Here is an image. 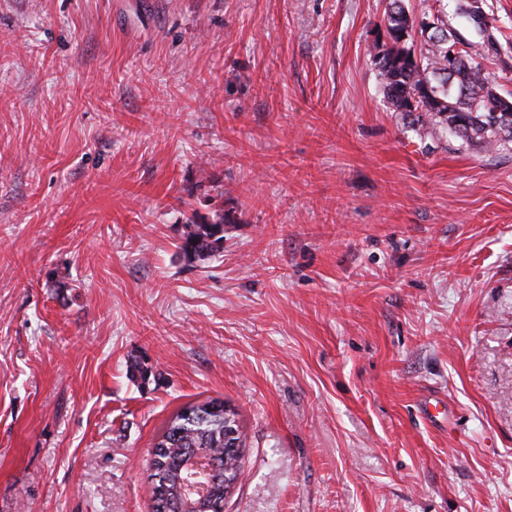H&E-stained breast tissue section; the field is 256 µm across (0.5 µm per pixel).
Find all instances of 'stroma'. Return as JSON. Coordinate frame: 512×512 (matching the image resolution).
<instances>
[{
	"mask_svg": "<svg viewBox=\"0 0 512 512\" xmlns=\"http://www.w3.org/2000/svg\"><path fill=\"white\" fill-rule=\"evenodd\" d=\"M383 10L0 0V512H150L212 398L224 512H512V144L389 109ZM210 224H186V230L184 231V236L182 238V242L179 246V249L184 253H187V247L192 245L194 242L197 243V249L201 252L205 250H210L207 254H203L202 256H198V258H206L212 256L214 252L213 248L210 247V244L207 241V238L211 236L209 231ZM213 253V254H211ZM231 417L227 438L237 436L242 446L238 414L216 400L190 403L181 408L165 424L155 439L149 462V490L152 512H221L224 507V483L238 480L241 463L226 452L224 425ZM237 430V432H236ZM196 456L203 468L211 467V493L207 503L201 494L191 490L197 472L190 459Z\"/></svg>",
	"mask_w": 512,
	"mask_h": 512,
	"instance_id": "35a3bbf8",
	"label": "stroma"
}]
</instances>
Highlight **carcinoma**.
Listing matches in <instances>:
<instances>
[{
    "label": "carcinoma",
    "instance_id": "1",
    "mask_svg": "<svg viewBox=\"0 0 512 512\" xmlns=\"http://www.w3.org/2000/svg\"><path fill=\"white\" fill-rule=\"evenodd\" d=\"M458 13L472 29L468 38L434 13L431 29H421L422 40L413 39L414 18L405 0H386L382 19L387 42L369 45L387 104L416 131L451 132L466 143L498 150L512 143V120L498 111L512 93L500 91L499 80L512 74V55L502 50L504 36L499 18L488 0H458ZM462 46L463 58L448 67V48ZM495 67L501 76L489 71ZM209 225H186L179 249L195 243L210 250ZM241 430L238 414L224 403L211 400L190 403L165 424L155 439L149 462V490L153 512H219L224 506V483L237 480L241 466L225 451L226 417ZM211 468L208 502L191 490L196 473L191 458Z\"/></svg>",
    "mask_w": 512,
    "mask_h": 512
}]
</instances>
